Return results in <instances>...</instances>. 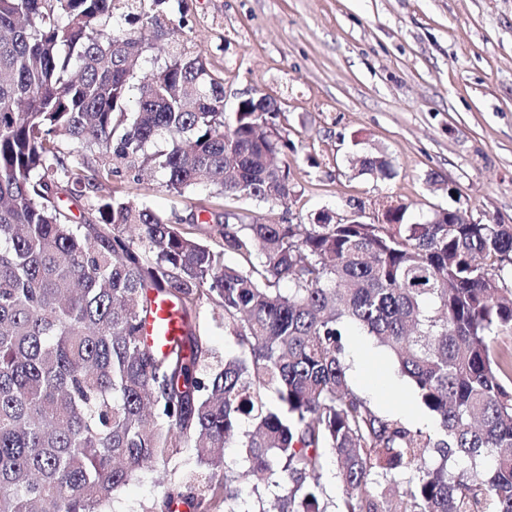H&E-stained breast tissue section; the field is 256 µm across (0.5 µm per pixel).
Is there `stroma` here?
I'll list each match as a JSON object with an SVG mask.
<instances>
[{
  "mask_svg": "<svg viewBox=\"0 0 512 512\" xmlns=\"http://www.w3.org/2000/svg\"><path fill=\"white\" fill-rule=\"evenodd\" d=\"M165 23L223 77L225 111L255 92L281 104L287 201L225 209L306 224L359 206L373 222L388 200L411 222L450 208L512 224V0H182ZM362 152L384 155L393 177L359 173ZM164 180L156 171L124 191L174 223L211 206L210 187L175 195ZM345 361L378 413L436 432L387 350L361 335ZM162 493L158 472L142 470L108 512H152Z\"/></svg>",
  "mask_w": 512,
  "mask_h": 512,
  "instance_id": "35a3bbf8",
  "label": "stroma"
}]
</instances>
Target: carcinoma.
<instances>
[{
    "instance_id": "carcinoma-1",
    "label": "carcinoma",
    "mask_w": 512,
    "mask_h": 512,
    "mask_svg": "<svg viewBox=\"0 0 512 512\" xmlns=\"http://www.w3.org/2000/svg\"><path fill=\"white\" fill-rule=\"evenodd\" d=\"M143 2L0 0V512H106L179 448L204 475L189 477L192 495L165 490L163 512L182 498L239 512L260 482L277 492L259 512H328V452L336 512H512V350L498 343L512 334V224L449 209L408 223L401 204L382 224L224 210L227 196L286 201L293 145L267 133L279 113L264 96L227 116L224 80L177 38L133 87L170 0ZM119 11L135 31L112 26ZM166 137L169 151L151 150ZM353 165L392 175L380 157ZM148 166L177 195L213 187L209 219L185 231L112 189ZM62 196L84 201L83 223ZM162 297L182 327L166 355L144 336ZM207 303L238 347L222 361L199 333ZM356 331L392 354L436 433L350 386ZM232 445L243 458L228 466Z\"/></svg>"
}]
</instances>
